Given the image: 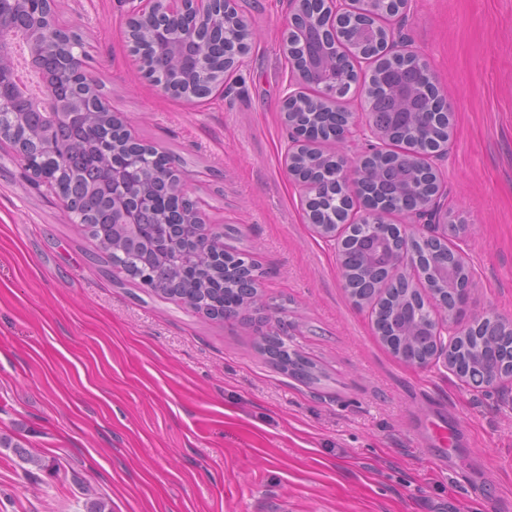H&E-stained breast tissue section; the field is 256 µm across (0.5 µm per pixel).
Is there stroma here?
<instances>
[{"label":"stroma","mask_w":512,"mask_h":512,"mask_svg":"<svg viewBox=\"0 0 512 512\" xmlns=\"http://www.w3.org/2000/svg\"><path fill=\"white\" fill-rule=\"evenodd\" d=\"M235 4L250 51L194 101L138 71L127 0L56 12L110 111L259 262L268 329L321 380L276 369L251 319L126 278L0 139V512H512V379L472 388L380 342L281 165L289 0ZM394 31L450 102L439 174L471 272L457 328L512 322V0H411Z\"/></svg>","instance_id":"1"}]
</instances>
